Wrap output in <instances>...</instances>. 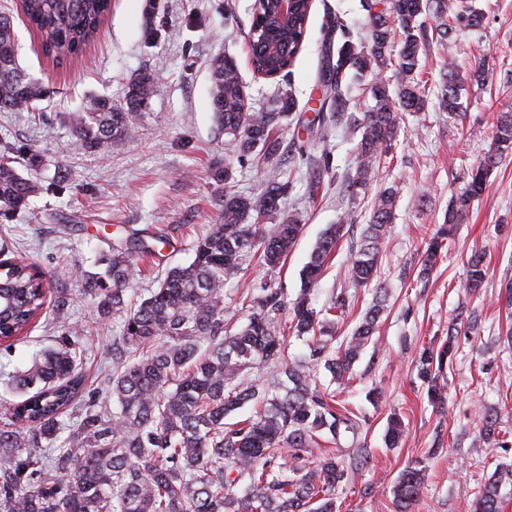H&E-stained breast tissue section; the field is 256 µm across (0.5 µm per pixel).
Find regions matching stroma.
I'll use <instances>...</instances> for the list:
<instances>
[{"instance_id": "stroma-1", "label": "stroma", "mask_w": 512, "mask_h": 512, "mask_svg": "<svg viewBox=\"0 0 512 512\" xmlns=\"http://www.w3.org/2000/svg\"><path fill=\"white\" fill-rule=\"evenodd\" d=\"M254 0H112V10L94 42L77 58L56 64L14 0H0L18 37V57L29 76L43 82L47 96L39 113L0 112V148L9 147L24 176L41 186L28 210L0 222V245L52 273L49 303L64 306L60 318H41L27 336L0 343V388L34 354L58 337L78 332L88 350L86 387L98 403L111 404L104 384L112 371V339L123 318L99 317L87 293L88 278L102 274L116 233L169 238L159 255L138 263L132 298L146 295L172 266L193 257L197 236L219 221L225 191L255 192L271 172L239 162L232 147L215 134L207 64L220 52L233 55L253 105L270 85L255 78L248 63L247 34ZM484 15L480 27L458 30V49L436 41L420 54L426 114L400 116L395 148L381 161L366 193L346 190L354 174L361 132L354 125L332 127L327 139L307 128L321 96L322 57L336 54L344 35L366 30L362 0H313L304 46L282 86L296 99L302 124L279 129L281 167L290 175L283 210L299 215L302 232L284 267L269 274L247 260L224 287L227 306H241L248 286L275 276L288 296L301 288L300 273L327 225L345 211L356 214L324 272L315 308L348 292L353 306L342 327L350 332L372 304L377 289L387 293L378 323L381 346L366 349L343 380L341 398L368 423L358 433H341L337 446L345 461L360 449L369 458L354 483L337 493L341 512H395L393 486L413 461L426 468V482L413 512H473L478 489L496 468H512V448H478L479 415L496 410L502 429L512 433V153L499 159L483 195L474 201L446 243L436 268L420 277L422 251L443 224L452 196L462 192L473 166L491 148L496 117L512 112V0H473ZM341 17L346 32L328 29ZM485 68L484 85L466 82L462 110L438 109L444 74L465 75ZM148 70L159 80L148 107L133 116L135 134L115 142L109 156L75 142L67 115L91 95L121 99L128 81ZM397 185L394 219L381 243L378 273L367 286H354L347 260L368 224L377 193ZM485 252L488 275L479 293L464 297L459 283L472 250ZM475 314L478 335L457 336L453 367L445 373L444 408L427 400L417 358L424 346L442 344L459 314ZM381 388V398L371 389ZM406 430L400 447H385L391 415Z\"/></svg>"}]
</instances>
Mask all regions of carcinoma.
<instances>
[{"label":"carcinoma","mask_w":512,"mask_h":512,"mask_svg":"<svg viewBox=\"0 0 512 512\" xmlns=\"http://www.w3.org/2000/svg\"><path fill=\"white\" fill-rule=\"evenodd\" d=\"M273 0L253 7L248 34L253 73L271 82L273 106L259 112L245 108L247 99L235 57L218 55L210 63L211 104L218 132L234 145L241 159L256 166L278 168L280 142L275 129L288 125L298 104L279 84L301 53L312 0H295L288 39L276 59L268 47L276 38L271 27ZM29 26L41 39L44 55L56 62L79 55L92 42L108 14L106 0H19ZM438 9L465 27H477L483 14L467 0H389L376 10L367 0L368 38L346 39L329 78L323 80L332 115L341 122L346 103V75L375 73L370 93L374 105L364 113L355 156V175L346 190L356 195L373 182L383 155L390 152L398 127V111L424 112L425 94L417 81L423 47V17ZM393 67L396 90L384 80ZM158 78L144 70L126 87L123 101L93 96L69 114L77 143L106 155L112 144L134 132L131 113L145 109L155 95ZM46 87L27 76L17 54V38L8 14H0V112H38ZM461 108L458 81H443L439 111ZM512 151V113L497 117L496 139L471 170L465 190L448 209V223L430 238L422 271L436 265L444 241L486 188L497 160ZM288 179L273 178L259 192L224 193L222 222L199 237L187 265L166 270L156 288L139 301L126 299L135 260L152 256L158 245L135 236L116 241L104 275L88 283L99 315L125 313L122 334L112 337L109 391L116 408L110 413L91 400L77 416L64 446L52 448L62 429L61 417L85 391L78 360L84 353L80 337L61 336L30 365L16 371L14 390L23 400L8 407V423L0 427V512H336V490L355 481L364 461L347 464L334 448L313 447L341 431H357L365 416L336 403V391L317 379L322 366L336 382L369 346L384 311L386 295L377 294L349 335L338 323L349 296L342 293L320 314L311 294L336 255L354 213L344 212L328 225L301 273V289L292 300L279 283L265 279L244 292L248 320L227 333L233 314L224 300V285L257 253L270 270L280 269L302 231L301 220L284 215ZM40 186L22 176L11 158L0 157V217L27 209ZM397 187L380 191L357 248L350 252L348 271L356 286L376 275L380 245L392 223ZM463 293L482 288L487 276L485 255L474 251L464 261ZM50 276L8 251L0 258V341L28 333L47 315ZM476 330L475 321L456 322L448 341L419 353V376L434 401L447 362L452 360L461 327ZM307 347L302 357L289 355L290 339ZM265 371L261 385L248 372ZM254 414L233 423L225 419L246 404ZM480 441L500 438L498 412L479 416ZM404 434L393 417L384 443L396 447ZM48 447H43V444ZM496 472L478 491L474 512H500L502 477ZM424 486V467L407 466L393 488L397 512H411Z\"/></svg>","instance_id":"carcinoma-1"}]
</instances>
